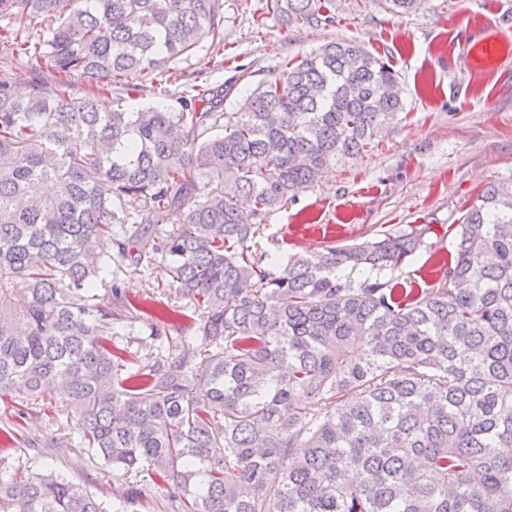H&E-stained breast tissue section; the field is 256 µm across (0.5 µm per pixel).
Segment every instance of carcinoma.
Listing matches in <instances>:
<instances>
[{
  "instance_id": "1",
  "label": "carcinoma",
  "mask_w": 512,
  "mask_h": 512,
  "mask_svg": "<svg viewBox=\"0 0 512 512\" xmlns=\"http://www.w3.org/2000/svg\"><path fill=\"white\" fill-rule=\"evenodd\" d=\"M270 9L302 28L336 5ZM10 10L59 24L0 39L52 78L24 98L0 79V398L59 401L105 464L175 485L177 512H512V179L484 187L428 288L395 282L425 225L283 262L257 252L269 212L404 109L382 58L331 41L226 112L228 85L174 101L155 80L207 40L224 67L218 0ZM117 87L155 104L105 106ZM158 268L196 317L118 294ZM107 282L115 306L90 303ZM139 321L144 364L116 342ZM0 512L107 510L0 457Z\"/></svg>"
}]
</instances>
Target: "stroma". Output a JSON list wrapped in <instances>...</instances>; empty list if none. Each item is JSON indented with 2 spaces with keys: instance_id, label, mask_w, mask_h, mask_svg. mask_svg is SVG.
Returning a JSON list of instances; mask_svg holds the SVG:
<instances>
[{
  "instance_id": "stroma-1",
  "label": "stroma",
  "mask_w": 512,
  "mask_h": 512,
  "mask_svg": "<svg viewBox=\"0 0 512 512\" xmlns=\"http://www.w3.org/2000/svg\"><path fill=\"white\" fill-rule=\"evenodd\" d=\"M224 14V66L210 84L245 78L224 100L233 110L257 84L273 79L284 59L339 39L360 42L398 75L405 109L398 124L355 161L328 168L271 212L257 246L282 257L325 245L360 242L409 224H425V245L403 267L406 288L434 284V264L453 254L456 228L488 183L512 179V52L491 72L472 71L467 47L512 26V0H421L410 14L391 13L384 0H335L334 25L287 28L267 0H219ZM210 54L202 49L166 72L174 95L193 93ZM126 301L156 307L175 293L163 270L124 275ZM0 400V429L16 438L4 454L12 465L53 471L80 482L106 504L123 501L130 486L147 487L136 512H174L168 492L148 472L125 473L94 459L87 444L52 448L51 438L76 436V421L57 402Z\"/></svg>"
}]
</instances>
